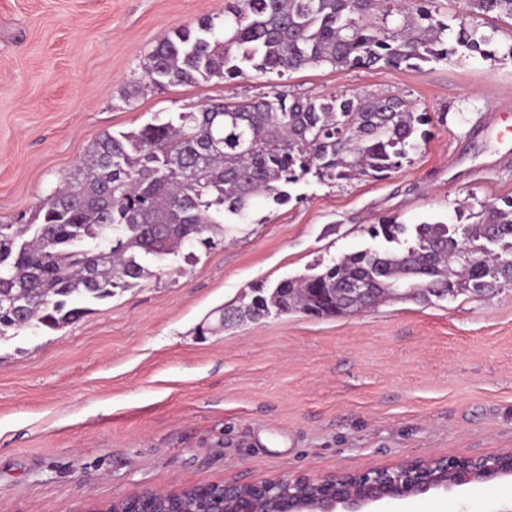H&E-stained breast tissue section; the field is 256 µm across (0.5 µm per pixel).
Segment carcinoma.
Wrapping results in <instances>:
<instances>
[{
  "label": "carcinoma",
  "mask_w": 512,
  "mask_h": 512,
  "mask_svg": "<svg viewBox=\"0 0 512 512\" xmlns=\"http://www.w3.org/2000/svg\"><path fill=\"white\" fill-rule=\"evenodd\" d=\"M433 0H227L222 24L205 17L162 37L145 85L283 78L309 67L420 71L460 51L492 57L512 0H465L453 28ZM430 123L399 94L300 95L276 83L241 103L213 101L139 129L105 132L29 224H0V335L58 330L153 275L185 246L209 251L252 198H290L312 174L322 182L399 171ZM388 247L361 250L219 310L222 325L272 313L345 317L397 299L482 297L512 285V198L483 203L471 224L394 218L369 227ZM499 240L493 254L485 251Z\"/></svg>",
  "instance_id": "obj_1"
}]
</instances>
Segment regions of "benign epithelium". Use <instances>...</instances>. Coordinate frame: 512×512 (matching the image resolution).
Returning <instances> with one entry per match:
<instances>
[{
	"label": "benign epithelium",
	"mask_w": 512,
	"mask_h": 512,
	"mask_svg": "<svg viewBox=\"0 0 512 512\" xmlns=\"http://www.w3.org/2000/svg\"><path fill=\"white\" fill-rule=\"evenodd\" d=\"M512 477V449L489 454H445L365 470L325 476L298 475L288 485L320 493L312 505L282 497L280 478H257L248 483L224 479L226 512H364L372 504Z\"/></svg>",
	"instance_id": "obj_1"
}]
</instances>
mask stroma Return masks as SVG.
I'll list each match as a JSON object with an SVG mask.
<instances>
[{
  "mask_svg": "<svg viewBox=\"0 0 512 512\" xmlns=\"http://www.w3.org/2000/svg\"><path fill=\"white\" fill-rule=\"evenodd\" d=\"M224 3L0 0V224L29 221L102 133L267 93L263 76L141 81L162 35L222 17ZM288 88L399 94L428 114L429 135L398 172L310 176L281 205L254 197L216 249L169 257L60 330L0 337V512H79L86 499L146 489L512 448V288L333 319L273 314L222 328L214 316L251 287L383 248L368 233L381 219L467 224L481 203L512 197V150L500 138L512 131V58L316 67ZM503 502L510 479L381 512H494Z\"/></svg>",
  "mask_w": 512,
  "mask_h": 512,
  "instance_id": "stroma-1",
  "label": "stroma"
}]
</instances>
